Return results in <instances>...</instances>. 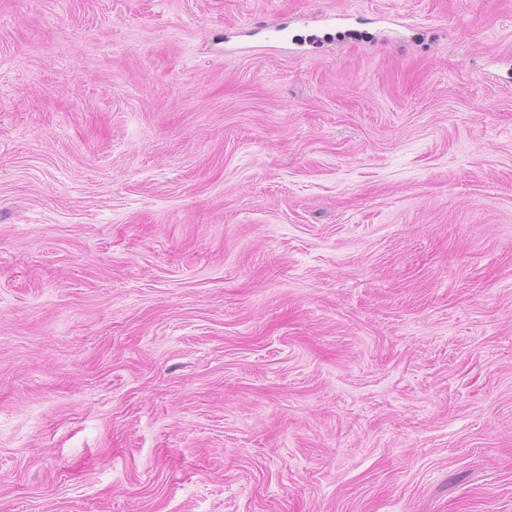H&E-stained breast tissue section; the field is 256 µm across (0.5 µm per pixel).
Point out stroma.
<instances>
[{"mask_svg":"<svg viewBox=\"0 0 512 512\" xmlns=\"http://www.w3.org/2000/svg\"><path fill=\"white\" fill-rule=\"evenodd\" d=\"M510 60L512 0H0V512H512Z\"/></svg>","mask_w":512,"mask_h":512,"instance_id":"1","label":"stroma"}]
</instances>
